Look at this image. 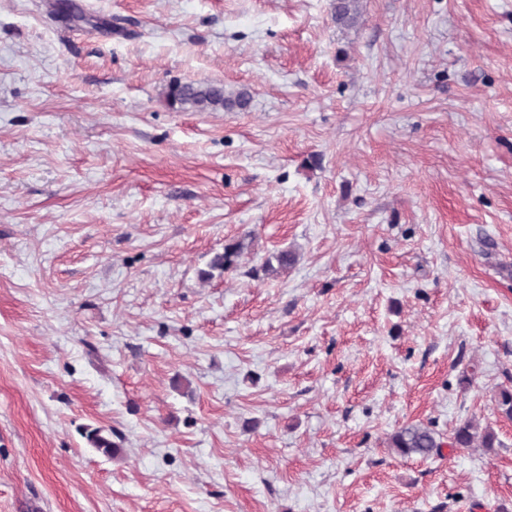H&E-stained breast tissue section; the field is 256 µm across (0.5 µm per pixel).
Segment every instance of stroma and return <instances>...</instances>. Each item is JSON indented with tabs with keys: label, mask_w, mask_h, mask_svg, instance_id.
<instances>
[{
	"label": "stroma",
	"mask_w": 512,
	"mask_h": 512,
	"mask_svg": "<svg viewBox=\"0 0 512 512\" xmlns=\"http://www.w3.org/2000/svg\"><path fill=\"white\" fill-rule=\"evenodd\" d=\"M70 2L0 0V512H512V0ZM360 0L333 1V16L337 25L352 27L357 23ZM163 94L172 109L183 112L246 110L251 102V95L245 89L227 91L224 84L208 82L174 81ZM241 250V242H233L226 244L224 246V251L222 253L215 254L210 260V269L208 271L201 272L202 277L208 279L213 276L212 272L214 270L224 272L225 270L229 269V267H231V265L233 264L234 258L237 257ZM496 436L489 427L481 428L474 420L459 423L448 437L449 448H494ZM444 444L435 430L422 423L407 424L391 434L388 440L389 448H393L398 455L408 458L437 455ZM84 437L92 448H96L109 457H115L120 452V446L112 442L111 436L104 429H85Z\"/></svg>",
	"instance_id": "1"
}]
</instances>
